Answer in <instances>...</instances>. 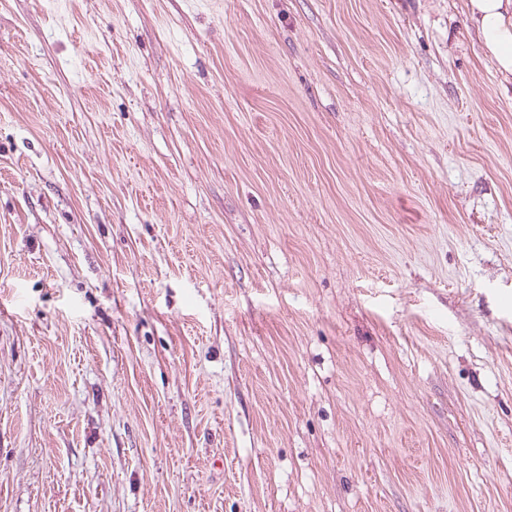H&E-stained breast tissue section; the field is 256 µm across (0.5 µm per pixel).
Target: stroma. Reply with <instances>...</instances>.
Masks as SVG:
<instances>
[{"label":"stroma","instance_id":"1","mask_svg":"<svg viewBox=\"0 0 512 512\" xmlns=\"http://www.w3.org/2000/svg\"><path fill=\"white\" fill-rule=\"evenodd\" d=\"M0 512H512L465 0H0Z\"/></svg>","mask_w":512,"mask_h":512}]
</instances>
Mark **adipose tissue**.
<instances>
[{
	"label": "adipose tissue",
	"instance_id": "obj_1",
	"mask_svg": "<svg viewBox=\"0 0 512 512\" xmlns=\"http://www.w3.org/2000/svg\"><path fill=\"white\" fill-rule=\"evenodd\" d=\"M466 7L483 51L512 79V0H467Z\"/></svg>",
	"mask_w": 512,
	"mask_h": 512
}]
</instances>
